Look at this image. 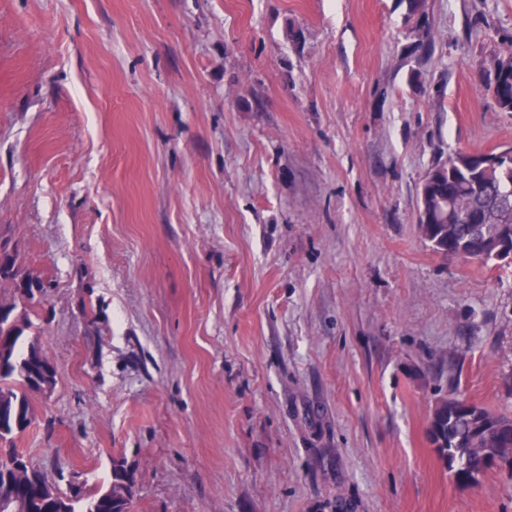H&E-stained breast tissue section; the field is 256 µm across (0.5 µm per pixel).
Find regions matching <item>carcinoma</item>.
Segmentation results:
<instances>
[{"label": "carcinoma", "instance_id": "cac0c4a2", "mask_svg": "<svg viewBox=\"0 0 512 512\" xmlns=\"http://www.w3.org/2000/svg\"><path fill=\"white\" fill-rule=\"evenodd\" d=\"M408 14L415 19L411 28L413 52L426 54L432 47L425 0H408ZM480 76L498 110L512 112V51L498 52L478 64ZM475 160L468 152L448 154V164L430 170L432 178L421 184L419 206L425 208L431 224L429 242L440 253L452 257L470 255L485 262L475 225L463 221L448 226V211L467 200L483 197H512V168L502 163L486 177L487 184L474 187L469 178ZM12 282L16 295L12 302H0V441L8 443L25 431L34 418L30 394L41 392L40 380L56 384L55 370L38 358L39 344L28 338L32 322L17 312L18 303L33 304L43 293V280L23 270L19 254L6 244L0 245V282ZM428 436L440 460L460 484H477L493 470L492 460H504L500 469L512 476V417L469 400L464 395L443 399L430 417ZM47 474L19 458L15 449L0 448V489L10 497L0 499V512H13L16 502L27 501L36 512H131L134 482L126 466L112 463L107 487L87 492L80 487L62 491L47 487Z\"/></svg>", "mask_w": 512, "mask_h": 512}]
</instances>
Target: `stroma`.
Here are the masks:
<instances>
[{
    "label": "stroma",
    "instance_id": "1",
    "mask_svg": "<svg viewBox=\"0 0 512 512\" xmlns=\"http://www.w3.org/2000/svg\"><path fill=\"white\" fill-rule=\"evenodd\" d=\"M426 13L420 56L402 0H0V238L56 371L32 465L123 462L132 512H512L427 434L456 393L512 414V261L417 228L449 152L512 147L476 69L512 0Z\"/></svg>",
    "mask_w": 512,
    "mask_h": 512
}]
</instances>
